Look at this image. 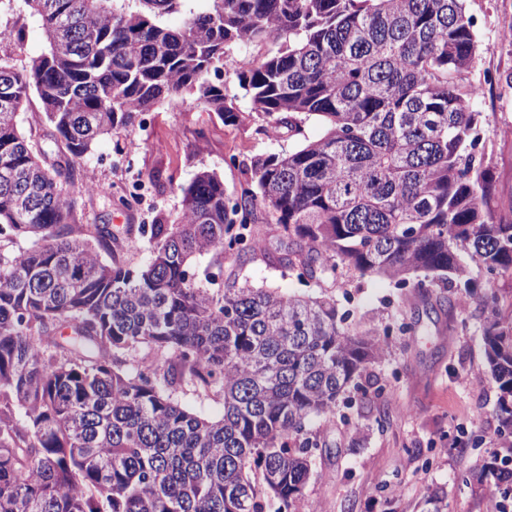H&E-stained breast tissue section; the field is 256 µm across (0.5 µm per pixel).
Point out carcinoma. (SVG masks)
<instances>
[{
	"label": "carcinoma",
	"mask_w": 512,
	"mask_h": 512,
	"mask_svg": "<svg viewBox=\"0 0 512 512\" xmlns=\"http://www.w3.org/2000/svg\"><path fill=\"white\" fill-rule=\"evenodd\" d=\"M23 2L47 49L21 68L0 57V236L30 241L0 254V512H292L313 475L310 423L351 388L383 397L369 369L414 328L359 330L331 296L218 283L194 259L256 255L261 206L288 240L262 259L300 281L341 267L474 289L473 264L512 279V214L491 208L463 84L478 49L466 0H211L177 26L182 0ZM267 41L277 52L240 74L241 112L214 77L230 49ZM182 93L227 126L326 131L255 157L237 196L200 171L173 218L128 229L147 260H112V230L75 221V165ZM33 97L70 163L20 131ZM470 297L491 306L483 378L512 441V311ZM182 387L219 392L221 417L181 406ZM462 482L506 499L512 457Z\"/></svg>",
	"instance_id": "obj_1"
}]
</instances>
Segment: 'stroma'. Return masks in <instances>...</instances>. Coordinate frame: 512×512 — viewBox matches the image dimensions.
Wrapping results in <instances>:
<instances>
[{"label":"stroma","mask_w":512,"mask_h":512,"mask_svg":"<svg viewBox=\"0 0 512 512\" xmlns=\"http://www.w3.org/2000/svg\"><path fill=\"white\" fill-rule=\"evenodd\" d=\"M467 11L479 51L465 80L486 89L471 109L481 115L484 163L495 176L492 207L512 210V41L502 37L512 31V0H468ZM45 47L39 20L21 0H0V57L22 66ZM274 50V44L261 42L227 52L220 81L240 111L251 109L240 86L241 72ZM135 137L139 147L133 151L110 139L99 142L84 175L100 190L92 195L78 191L76 210L77 223L108 225L118 241L114 258L133 264L146 253L127 243V227L153 223L161 214L175 216L180 187L200 170L217 173L226 192L237 195L250 183L254 157L294 148L300 140L270 137L256 121L224 125L188 95L145 113ZM224 270L256 288L320 292L315 283L281 277L259 257L241 263L236 253H225ZM329 293L359 327L381 329L403 319L415 331L392 338L371 370L385 387V397L367 400L348 393L335 416L315 424L320 439L315 476L299 512H423L425 497L437 487L446 493L447 512H486L484 493L471 491L458 478L499 444V391L481 376L487 308L448 309L386 278L344 271L337 272ZM380 418L385 427L377 426ZM465 430L482 433L483 444H462Z\"/></svg>","instance_id":"stroma-1"}]
</instances>
